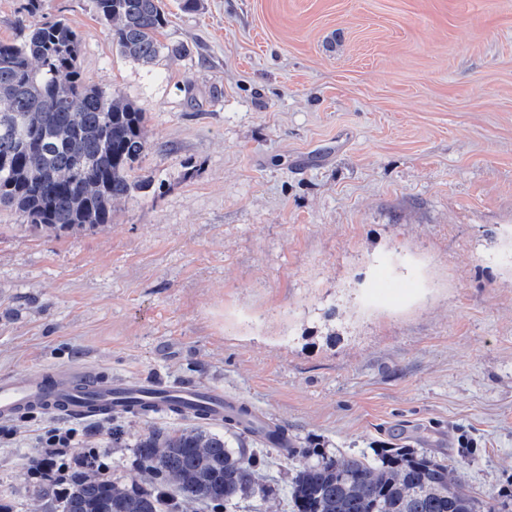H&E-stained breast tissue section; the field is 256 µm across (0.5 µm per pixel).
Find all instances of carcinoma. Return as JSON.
I'll use <instances>...</instances> for the list:
<instances>
[{
	"label": "carcinoma",
	"mask_w": 512,
	"mask_h": 512,
	"mask_svg": "<svg viewBox=\"0 0 512 512\" xmlns=\"http://www.w3.org/2000/svg\"><path fill=\"white\" fill-rule=\"evenodd\" d=\"M112 46L149 64L174 51L159 40L168 23L162 0H93ZM81 40L63 19L34 21L21 40L0 39V207L18 212L35 235L57 238L101 230L115 203L148 184L136 171L150 148L147 118L118 92L84 78ZM224 433L209 422L156 429L133 445L137 475L75 473L64 496L39 488L61 512H183L199 503L229 512H512V489L482 498L448 458L418 448L331 452L288 437L278 452L288 481L267 484L269 452L253 448L258 430L238 416Z\"/></svg>",
	"instance_id": "cac0c4a2"
}]
</instances>
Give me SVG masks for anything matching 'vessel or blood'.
I'll return each instance as SVG.
<instances>
[{"label":"vessel or blood","instance_id":"obj_1","mask_svg":"<svg viewBox=\"0 0 512 512\" xmlns=\"http://www.w3.org/2000/svg\"><path fill=\"white\" fill-rule=\"evenodd\" d=\"M163 397L181 400L186 415L202 414L212 422L222 421L239 406L238 400L225 397L222 391L194 383L166 386L135 378L105 377L87 367L70 366L0 377V419L29 410L62 417H100L122 410L134 400Z\"/></svg>","mask_w":512,"mask_h":512}]
</instances>
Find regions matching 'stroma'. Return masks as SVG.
<instances>
[{"label":"stroma","mask_w":512,"mask_h":512,"mask_svg":"<svg viewBox=\"0 0 512 512\" xmlns=\"http://www.w3.org/2000/svg\"><path fill=\"white\" fill-rule=\"evenodd\" d=\"M123 57L92 0H42L86 80L147 117L149 186L95 233L0 210V375L85 363L224 391L327 450L450 456L512 484V0H163ZM108 418L0 422V503L52 512L27 461Z\"/></svg>","instance_id":"stroma-1"}]
</instances>
